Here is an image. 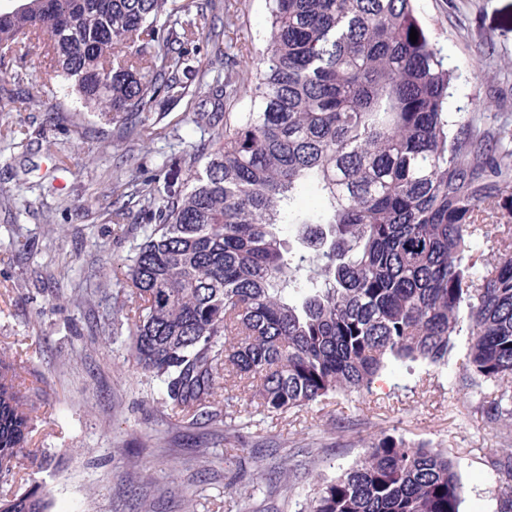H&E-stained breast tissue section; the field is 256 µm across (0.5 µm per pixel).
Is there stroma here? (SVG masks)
<instances>
[{"label":"stroma","instance_id":"35a3bbf8","mask_svg":"<svg viewBox=\"0 0 512 512\" xmlns=\"http://www.w3.org/2000/svg\"><path fill=\"white\" fill-rule=\"evenodd\" d=\"M450 69L455 119L512 121V0H416ZM187 101L165 102L140 135L81 111L62 92L0 112V350L14 357L37 408L34 441L47 461L34 479L51 512H305L309 489L338 476L367 441L391 435L447 450L464 486L461 512H498L494 451L512 427L486 422L491 388L464 377L458 336L446 368L390 367L371 393L336 397L281 418L255 413L247 452L222 422H175L159 388L128 359L126 336L95 319L111 311L148 223L130 194L154 178L187 187L183 153L198 140ZM67 303L54 308L56 296ZM281 471L254 487L255 458Z\"/></svg>","mask_w":512,"mask_h":512}]
</instances>
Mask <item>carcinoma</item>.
Masks as SVG:
<instances>
[{"label": "carcinoma", "instance_id": "obj_1", "mask_svg": "<svg viewBox=\"0 0 512 512\" xmlns=\"http://www.w3.org/2000/svg\"><path fill=\"white\" fill-rule=\"evenodd\" d=\"M264 49L231 54L235 0H24L0 7V56L43 49L45 79L89 112L135 116L188 94L189 47L207 36L226 72L201 75L207 116L191 185L138 197L153 224L126 264L115 315L130 357L172 418L221 415L231 378L267 418L369 391L395 364L448 366L490 383L487 419L512 422V130L481 133L448 112L452 74L414 0H266ZM418 33L410 40V30ZM251 67L249 105L234 69ZM315 193L325 209L293 210ZM310 254L292 255L283 226ZM494 259L478 263L477 254ZM0 352V480L43 467L35 407ZM512 512V453L495 462ZM442 450L383 436L316 484L307 512H460ZM36 484L0 512H49Z\"/></svg>", "mask_w": 512, "mask_h": 512}]
</instances>
